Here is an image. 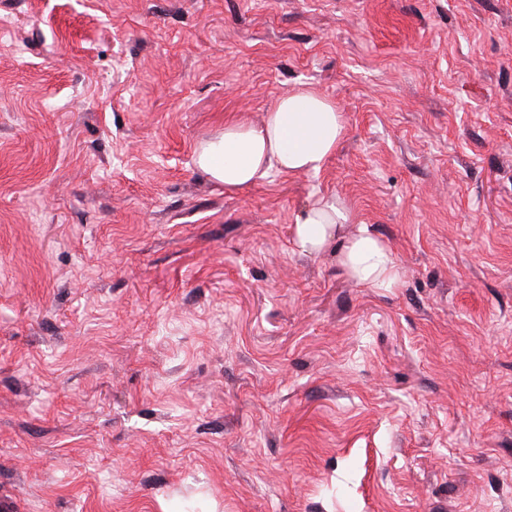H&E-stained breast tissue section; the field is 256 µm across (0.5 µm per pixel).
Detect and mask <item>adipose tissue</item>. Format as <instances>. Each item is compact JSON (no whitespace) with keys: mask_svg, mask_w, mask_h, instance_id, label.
Segmentation results:
<instances>
[{"mask_svg":"<svg viewBox=\"0 0 512 512\" xmlns=\"http://www.w3.org/2000/svg\"><path fill=\"white\" fill-rule=\"evenodd\" d=\"M344 135L343 117L333 101L303 85L272 100L258 124L226 121L222 132L198 146L196 164L225 192L237 193L265 183L275 172L318 174ZM352 221L343 199L316 197L293 219L295 244L314 255L338 240L339 264L357 285L394 282L396 266L388 246L363 226L345 233Z\"/></svg>","mask_w":512,"mask_h":512,"instance_id":"adipose-tissue-1","label":"adipose tissue"}]
</instances>
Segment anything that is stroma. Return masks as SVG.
Wrapping results in <instances>:
<instances>
[{
  "instance_id": "35a3bbf8",
  "label": "stroma",
  "mask_w": 512,
  "mask_h": 512,
  "mask_svg": "<svg viewBox=\"0 0 512 512\" xmlns=\"http://www.w3.org/2000/svg\"><path fill=\"white\" fill-rule=\"evenodd\" d=\"M301 84L346 135L195 163ZM390 248L362 288L295 214ZM512 512V0H0V512ZM344 135L333 101L303 85L272 100L259 124L224 122V131L198 146L196 164L225 192L237 193L274 172L318 174ZM297 248L305 254L320 253L329 242L340 241L338 261L347 276L357 285L375 288L396 278L394 258L388 246L359 226L355 234L344 233L354 224L350 208L340 197L319 196L299 211L293 219Z\"/></svg>"
}]
</instances>
